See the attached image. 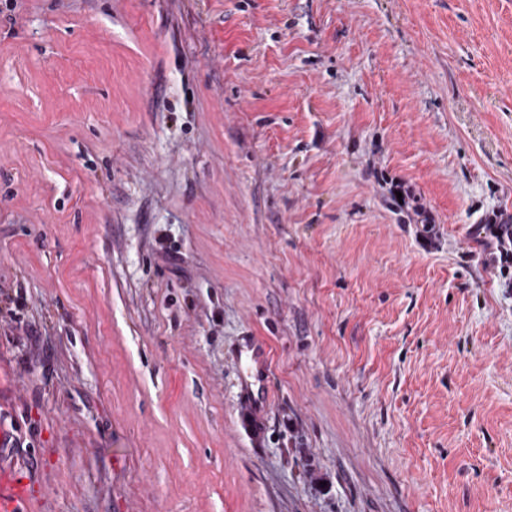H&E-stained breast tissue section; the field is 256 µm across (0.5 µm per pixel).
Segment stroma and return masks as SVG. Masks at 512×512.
Masks as SVG:
<instances>
[{
  "label": "stroma",
  "instance_id": "35a3bbf8",
  "mask_svg": "<svg viewBox=\"0 0 512 512\" xmlns=\"http://www.w3.org/2000/svg\"><path fill=\"white\" fill-rule=\"evenodd\" d=\"M511 198L512 0H0L1 459L32 512H512ZM488 235L496 242V258L501 264H512V229L509 224L507 230L503 229V224H487ZM237 358L242 366L244 404L247 413L260 417L268 405L267 382L270 374V350L256 337H248L239 348Z\"/></svg>",
  "mask_w": 512,
  "mask_h": 512
}]
</instances>
